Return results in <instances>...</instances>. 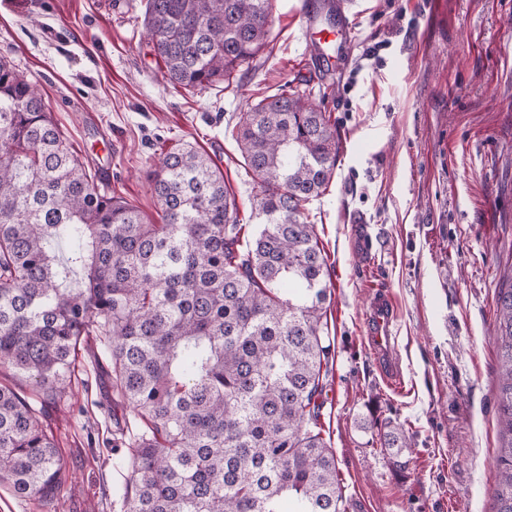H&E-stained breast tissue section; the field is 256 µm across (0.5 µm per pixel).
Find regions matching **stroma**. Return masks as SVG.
<instances>
[{
    "mask_svg": "<svg viewBox=\"0 0 512 512\" xmlns=\"http://www.w3.org/2000/svg\"><path fill=\"white\" fill-rule=\"evenodd\" d=\"M146 0H0V58L37 85L99 189L152 223L147 173L183 145L224 172L240 213L255 191L235 125L283 84L309 91L340 132L336 175L307 206L331 275L335 355L320 411L347 512H491L498 414L496 291L512 259V0H342L350 47L311 57L307 0H276L270 44L230 87L168 83L146 36ZM399 312L405 389L383 383L363 340L369 285ZM80 344L33 402L65 463L50 502L0 486V512H120L113 465L139 421L108 360ZM399 430L412 450L383 445Z\"/></svg>",
    "mask_w": 512,
    "mask_h": 512,
    "instance_id": "35a3bbf8",
    "label": "stroma"
}]
</instances>
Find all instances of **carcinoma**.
I'll list each match as a JSON object with an SVG mask.
<instances>
[{"label": "carcinoma", "mask_w": 512, "mask_h": 512, "mask_svg": "<svg viewBox=\"0 0 512 512\" xmlns=\"http://www.w3.org/2000/svg\"><path fill=\"white\" fill-rule=\"evenodd\" d=\"M274 0H146L163 77L191 91L247 69ZM283 85L236 124L259 188L245 239L211 156L149 173L163 223L102 192L37 88L0 59V364L59 395L89 337L141 430L115 464L121 512H345L319 411L332 371L329 271L305 205L336 172V128ZM67 251L59 254L57 247ZM500 444L512 512V274L497 291ZM63 461L35 405L0 385V483L45 500Z\"/></svg>", "instance_id": "carcinoma-1"}]
</instances>
